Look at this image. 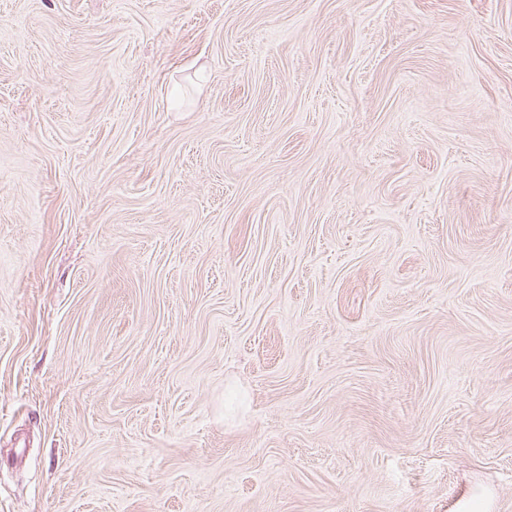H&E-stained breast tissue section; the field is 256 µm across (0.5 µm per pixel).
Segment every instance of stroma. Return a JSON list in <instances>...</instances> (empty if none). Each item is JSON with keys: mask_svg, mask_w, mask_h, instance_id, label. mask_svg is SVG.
Returning <instances> with one entry per match:
<instances>
[{"mask_svg": "<svg viewBox=\"0 0 512 512\" xmlns=\"http://www.w3.org/2000/svg\"><path fill=\"white\" fill-rule=\"evenodd\" d=\"M0 512H512V0H0Z\"/></svg>", "mask_w": 512, "mask_h": 512, "instance_id": "obj_1", "label": "stroma"}]
</instances>
